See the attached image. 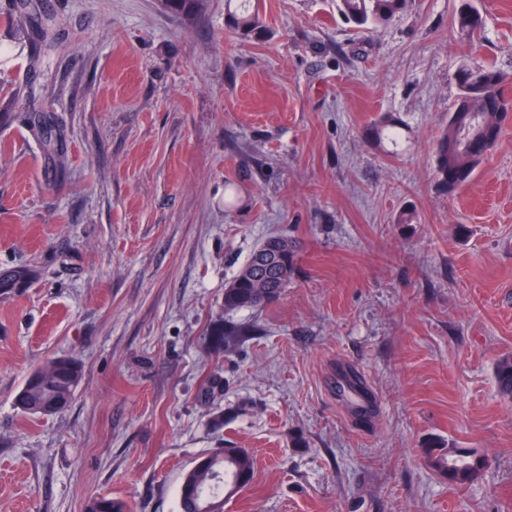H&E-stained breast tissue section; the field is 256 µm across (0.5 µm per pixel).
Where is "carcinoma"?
<instances>
[{"label":"carcinoma","instance_id":"obj_1","mask_svg":"<svg viewBox=\"0 0 512 512\" xmlns=\"http://www.w3.org/2000/svg\"><path fill=\"white\" fill-rule=\"evenodd\" d=\"M250 2L252 0H226V22L245 38L261 39L265 36V27L258 11L250 10ZM458 2L459 33L472 40L480 37L482 15L472 7L470 0ZM198 3L199 0H164L166 8L176 14H190ZM407 5L408 0H336L337 11L359 27L388 22L405 11ZM9 22L17 31H26L31 22L28 4H20ZM456 81L459 92L448 109V122L434 155L436 184L448 196L472 180L487 150L500 138L504 127L502 113L512 110L502 93L504 75L494 66L462 68L456 74ZM30 127L46 153L58 160L56 172L63 173V132L44 113L35 114ZM367 133L377 141L386 137L395 142L401 137L400 128L388 116L381 117ZM473 137L487 139V149L471 150L469 140ZM296 254V243L286 235L261 243L224 288V310L252 308L276 300L294 273ZM39 276V269L29 264L2 268L0 295L27 288ZM82 375L78 361L69 357L49 358L26 377L15 396V406L30 416H38L51 407L58 413L72 401ZM495 379L500 393L512 399V354L498 360ZM427 455L430 466L456 485L474 480L484 467V458L468 448H429ZM254 468V459L245 448H220L200 456L181 481L180 512H204L207 503L222 501L243 490L251 483ZM86 512H132V505L117 497L95 498L88 503Z\"/></svg>","mask_w":512,"mask_h":512}]
</instances>
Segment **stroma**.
<instances>
[{
  "instance_id": "obj_1",
  "label": "stroma",
  "mask_w": 512,
  "mask_h": 512,
  "mask_svg": "<svg viewBox=\"0 0 512 512\" xmlns=\"http://www.w3.org/2000/svg\"><path fill=\"white\" fill-rule=\"evenodd\" d=\"M36 2L39 40L0 0V268L40 271L0 296V512H179L214 448L255 461L224 512H512L494 375L512 352V122L455 196L434 177L460 68L495 66L512 100V0H471L474 41L457 0L365 28L336 0H258L259 40L226 26L225 0ZM32 112L64 132V177ZM385 113L399 148L366 133ZM278 234L299 245L279 299L225 310ZM58 356L84 369L69 407L21 414L23 379ZM341 368L375 415H348ZM432 446L485 465L448 483ZM456 10L458 31L461 35L474 40L479 38L483 29L482 15L472 7L469 0H458Z\"/></svg>"
}]
</instances>
